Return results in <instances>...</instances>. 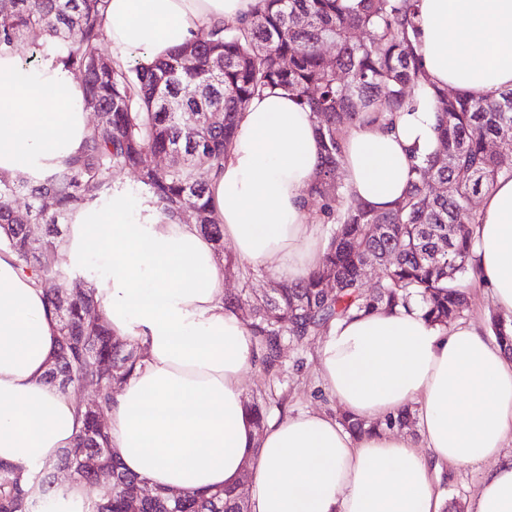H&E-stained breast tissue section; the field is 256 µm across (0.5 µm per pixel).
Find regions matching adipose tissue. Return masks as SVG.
Listing matches in <instances>:
<instances>
[{"label":"adipose tissue","instance_id":"1","mask_svg":"<svg viewBox=\"0 0 512 512\" xmlns=\"http://www.w3.org/2000/svg\"><path fill=\"white\" fill-rule=\"evenodd\" d=\"M260 0H109L102 22L113 61L145 64L210 24L249 19ZM415 52L429 82L480 98L512 87V0H420ZM434 106L420 97L394 125L343 135L349 192L393 208L412 157L435 151ZM90 121L79 83L55 59L38 67L0 55V173L38 176L75 155ZM320 158L310 112L288 93L255 96L209 175L215 217L239 260L297 282L327 248L308 189ZM474 261L480 284L512 315V178L481 201ZM106 253L112 270L96 299L114 335L143 352L108 407L113 454L162 491H212L249 479L251 512H443L434 489L445 464L487 470L472 512H512V362L478 327L432 325L419 310H376L335 324L318 370L353 418L355 438L331 417L300 412L256 431L243 375L257 344L224 307L214 243L192 223L131 216L120 197L78 212L67 229L70 263ZM44 288L0 249V462L34 475L71 447L75 399L45 383L59 335ZM416 406L421 444L383 428Z\"/></svg>","mask_w":512,"mask_h":512}]
</instances>
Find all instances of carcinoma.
Instances as JSON below:
<instances>
[{
  "label": "carcinoma",
  "instance_id": "1",
  "mask_svg": "<svg viewBox=\"0 0 512 512\" xmlns=\"http://www.w3.org/2000/svg\"><path fill=\"white\" fill-rule=\"evenodd\" d=\"M108 0H0L11 25L0 30V53L28 40L74 75L83 104L100 111L80 151L52 171L25 180L0 174V246L11 249L19 267L46 293L59 320V340L45 382L64 391L86 385L92 404L78 402L82 427L74 445L44 464L33 485L20 471L0 463V512H48L55 481L66 470L74 482L93 485L91 512H248V485L238 483L175 500L126 472L110 450L97 414L112 401L142 357L140 349L114 337L99 309L95 286L73 295L70 270L61 261L65 234L59 225L101 201L112 190V173L137 172L149 204L171 223L192 209L196 223L215 243L224 238L211 216L208 175L219 167L249 101L267 90H283L312 113L322 145L309 189L321 201L323 223L334 224L322 264L296 283L279 282L261 294L250 288L224 300L242 312L268 372L280 363L286 340L321 335L361 312L416 303L432 323L446 328L459 316L472 284L470 259L476 245V214L468 203L512 178V88L485 98L428 90L435 110L436 150L413 165L404 196L379 213L355 200L337 180L343 162L342 133L367 115L392 122L412 108L424 90L425 73L415 54L419 0H359L348 10L342 0H263L240 25L215 23L187 45L152 64L96 65L101 57V22ZM366 38L358 39V32ZM333 49L327 57L324 47ZM191 87L193 94H184ZM200 122L196 140L182 137L185 121ZM499 142L492 151L489 144ZM180 154L169 169L146 164L150 153ZM25 193L24 211L14 198ZM42 224L39 242L26 225ZM381 266L370 288L361 269ZM333 281L336 290L325 291ZM506 355L512 356V321L490 324ZM112 363L103 375L99 360ZM109 473L106 482L101 474Z\"/></svg>",
  "mask_w": 512,
  "mask_h": 512
}]
</instances>
